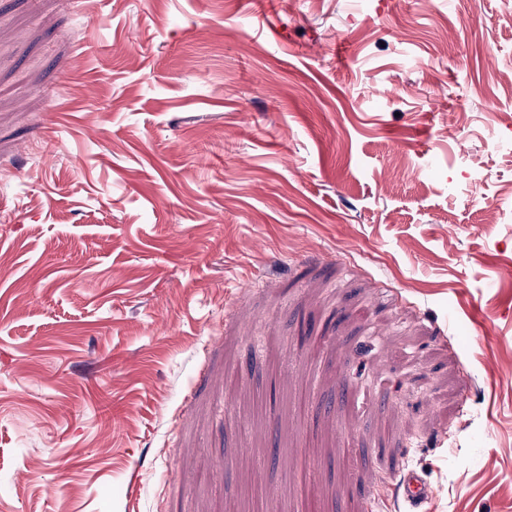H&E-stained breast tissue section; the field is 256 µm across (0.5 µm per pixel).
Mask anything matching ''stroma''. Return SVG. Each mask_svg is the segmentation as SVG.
Returning <instances> with one entry per match:
<instances>
[{"mask_svg":"<svg viewBox=\"0 0 512 512\" xmlns=\"http://www.w3.org/2000/svg\"><path fill=\"white\" fill-rule=\"evenodd\" d=\"M511 355L512 0H0V512H512ZM398 490L409 511L415 510L431 494L428 480L423 472L416 467H408L401 473Z\"/></svg>","mask_w":512,"mask_h":512,"instance_id":"obj_1","label":"stroma"}]
</instances>
